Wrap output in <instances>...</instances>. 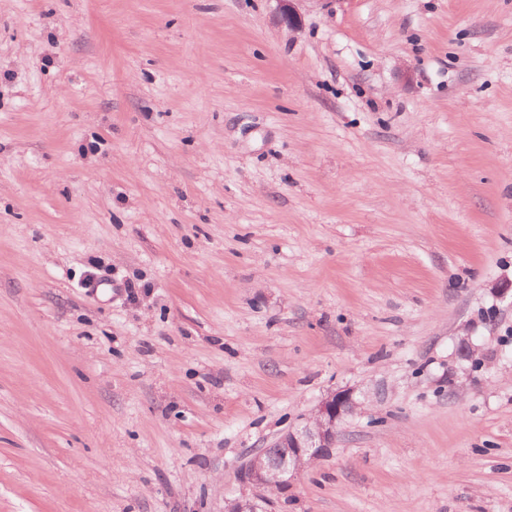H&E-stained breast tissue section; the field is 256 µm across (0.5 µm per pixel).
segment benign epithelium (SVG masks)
<instances>
[{
	"label": "benign epithelium",
	"mask_w": 512,
	"mask_h": 512,
	"mask_svg": "<svg viewBox=\"0 0 512 512\" xmlns=\"http://www.w3.org/2000/svg\"><path fill=\"white\" fill-rule=\"evenodd\" d=\"M280 24L295 29L300 16L295 7L296 0H275ZM358 407L353 391L340 390L322 400L313 416L302 426L281 434L272 444L273 448L288 449V459L270 466L260 456H255L242 466L236 480L242 488L241 496L234 502L244 505L240 512H265V499L256 495L260 488L281 489L288 486L298 473V463L304 458L317 459L336 447L339 424Z\"/></svg>",
	"instance_id": "obj_1"
}]
</instances>
